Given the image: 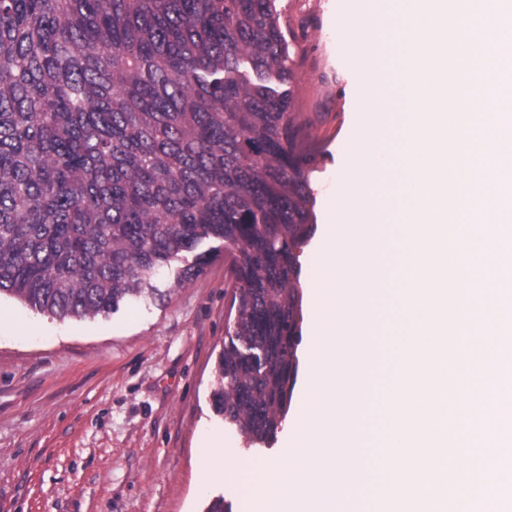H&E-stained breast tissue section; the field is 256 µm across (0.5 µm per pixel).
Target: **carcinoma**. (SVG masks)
<instances>
[{
  "label": "carcinoma",
  "mask_w": 512,
  "mask_h": 512,
  "mask_svg": "<svg viewBox=\"0 0 512 512\" xmlns=\"http://www.w3.org/2000/svg\"><path fill=\"white\" fill-rule=\"evenodd\" d=\"M294 66L275 0H0V295L113 314L221 243L234 316L211 399L249 448L285 419L301 342Z\"/></svg>",
  "instance_id": "1"
}]
</instances>
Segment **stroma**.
Listing matches in <instances>:
<instances>
[{
  "mask_svg": "<svg viewBox=\"0 0 512 512\" xmlns=\"http://www.w3.org/2000/svg\"><path fill=\"white\" fill-rule=\"evenodd\" d=\"M276 7L299 52L295 97L304 148L316 158V228L297 251L306 289L327 204L351 158L366 70L352 67L353 44L338 43L349 0H277ZM156 285L161 299L92 319L62 320L0 297V512H203L218 495L244 512V474L206 480V437L223 434L228 461L276 460L283 443L242 449L211 406L230 272L218 256L189 282L175 285L165 270ZM496 386L494 407L468 393L459 404L479 421L499 422L505 444L456 449L449 479L495 473L512 483V366Z\"/></svg>",
  "mask_w": 512,
  "mask_h": 512,
  "instance_id": "stroma-1",
  "label": "stroma"
}]
</instances>
